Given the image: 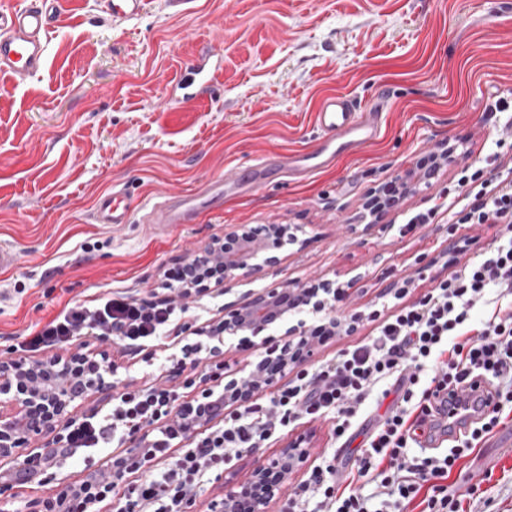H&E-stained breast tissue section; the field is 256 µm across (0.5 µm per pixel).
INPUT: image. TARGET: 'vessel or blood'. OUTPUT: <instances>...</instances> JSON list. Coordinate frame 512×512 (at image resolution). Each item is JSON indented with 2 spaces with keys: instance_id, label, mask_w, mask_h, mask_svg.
I'll list each match as a JSON object with an SVG mask.
<instances>
[{
  "instance_id": "vessel-or-blood-1",
  "label": "vessel or blood",
  "mask_w": 512,
  "mask_h": 512,
  "mask_svg": "<svg viewBox=\"0 0 512 512\" xmlns=\"http://www.w3.org/2000/svg\"><path fill=\"white\" fill-rule=\"evenodd\" d=\"M59 0H11L0 8V73L25 79L39 73L50 33V17L57 13ZM214 89V75L205 66H194L185 84L183 101H201ZM383 105L362 109L349 97L325 96L316 111L319 136L307 149L289 151L276 163L260 158L247 175L236 176L230 182H205L188 194H175L154 205L144 216L149 224H188L199 211L225 188L237 193L255 192L264 185L269 166H277L295 180L333 165L342 154H356L375 141L381 131ZM92 219L98 224H126L131 212L123 191L115 190L98 198ZM490 386L482 379H473L466 391L456 393L448 401V426L453 432L466 430L474 417L476 403L491 399Z\"/></svg>"
}]
</instances>
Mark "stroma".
Here are the masks:
<instances>
[{"mask_svg": "<svg viewBox=\"0 0 512 512\" xmlns=\"http://www.w3.org/2000/svg\"><path fill=\"white\" fill-rule=\"evenodd\" d=\"M51 27L41 74L23 82L0 74V241L18 253L0 272V354L67 305L110 292L135 302L168 297V277L184 259L244 225H292L297 239L278 250V263L183 299L170 347L92 335L60 357L105 358L122 384H163L187 402L199 390L162 367L165 352H179L255 293L328 282L343 287L335 308L347 314L404 282L422 295L432 277L448 274L440 262L447 214L404 234L399 227L500 136L482 116L512 90V0H191L180 15L168 0H148L131 20L113 19L107 0H61ZM212 52V95L181 102L178 83ZM332 93L363 108L387 103L380 137L361 153L299 182L270 168L257 192L215 199L190 224H142L145 205L167 194L313 146L317 107ZM444 141L460 156L433 186L375 223L359 221L370 189L415 169ZM115 187L128 196L131 223H94L97 197ZM223 350L228 379L247 376L267 354L252 336L227 337ZM329 430L326 421L283 429L204 482L198 512L297 442L307 454L286 483L306 479L333 450ZM511 437L512 417L460 460L452 481L478 488L463 496L464 512H512ZM102 456L78 450L43 486L0 496V512L82 481Z\"/></svg>", "mask_w": 512, "mask_h": 512, "instance_id": "stroma-1", "label": "stroma"}]
</instances>
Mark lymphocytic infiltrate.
<instances>
[{
    "label": "lymphocytic infiltrate",
    "instance_id": "1",
    "mask_svg": "<svg viewBox=\"0 0 512 512\" xmlns=\"http://www.w3.org/2000/svg\"><path fill=\"white\" fill-rule=\"evenodd\" d=\"M497 159L493 153L463 167L446 190L448 197L466 199L449 212V233L467 224L496 226L493 249L463 264L449 258L453 270L448 277L434 280L413 301L409 288L401 287L349 315L338 316L331 308L305 301L294 310L319 341L367 324L371 332L365 340L316 368L298 369L264 402L225 414L222 424L209 428L190 448L173 447L177 435L167 419L176 409L175 390L123 386L104 412L72 419L48 454L1 474L0 495L49 475L71 450L116 442L123 452L87 476L86 482L96 485L92 496H84L85 482L58 493L63 512H92L96 503L111 505L113 512H196L205 476L223 473L242 453L263 447L302 420H331V438L351 441L362 406L373 399L388 407L356 455L349 460L337 453L324 458L292 487L281 512H311L314 501L326 512H408L418 498L425 504L423 512H457L448 477L475 441L494 432L505 406L512 404V167H501ZM177 310L169 299L131 303L110 295L92 305L64 308L25 345L31 351L62 348L97 333L139 347L161 340ZM477 376L493 384L495 395L485 403L469 437L441 456L413 454L419 432L440 406ZM151 425L157 433L150 445L127 447V440ZM348 468L374 484V493L366 496L361 488L346 486L343 472Z\"/></svg>",
    "mask_w": 512,
    "mask_h": 512
}]
</instances>
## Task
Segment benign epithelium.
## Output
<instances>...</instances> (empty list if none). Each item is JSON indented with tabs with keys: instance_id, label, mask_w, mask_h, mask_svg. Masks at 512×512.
<instances>
[{
	"instance_id": "benign-epithelium-1",
	"label": "benign epithelium",
	"mask_w": 512,
	"mask_h": 512,
	"mask_svg": "<svg viewBox=\"0 0 512 512\" xmlns=\"http://www.w3.org/2000/svg\"><path fill=\"white\" fill-rule=\"evenodd\" d=\"M288 227L262 224L240 233L224 235L185 259L183 269L190 274L202 268L217 267L224 278L243 276L256 269L254 260L275 264L278 257L270 251L278 248ZM301 292L292 288H270L254 296L230 313L229 318L213 326L209 338L217 341L211 351L218 353L224 334L249 333L253 336L288 316L291 307L301 303ZM318 343L295 345L285 342L280 350H271L243 379H231L224 392L207 404L182 407L173 424L189 435L203 422L224 419V407L242 405L281 379L288 364L302 363L314 354ZM112 388L99 374V365L88 355L76 353L66 360L51 358L42 362L0 361V460L19 462L27 457L32 441L54 433L72 418L77 402L93 390ZM306 450L289 448L279 460L259 465L247 485L224 496L219 512H264L266 504L279 491L288 468L301 459Z\"/></svg>"
}]
</instances>
